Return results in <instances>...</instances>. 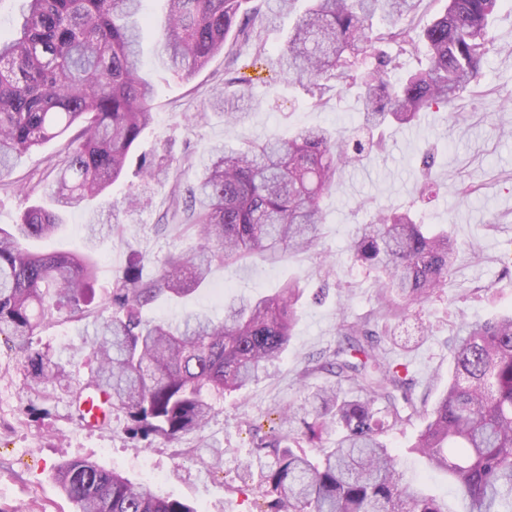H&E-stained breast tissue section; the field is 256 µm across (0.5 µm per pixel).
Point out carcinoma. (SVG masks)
Instances as JSON below:
<instances>
[{
	"label": "carcinoma",
	"mask_w": 512,
	"mask_h": 512,
	"mask_svg": "<svg viewBox=\"0 0 512 512\" xmlns=\"http://www.w3.org/2000/svg\"><path fill=\"white\" fill-rule=\"evenodd\" d=\"M144 0H25L20 19L0 31V175L31 150L74 130L55 166V208L27 207L11 232L0 227V336L47 383L60 363L32 347L33 337L66 310L80 320L95 308L112 315L87 343L98 366L89 385L125 410L134 433L175 441L199 431L214 411L210 396L240 390L288 348L302 289L286 282L270 296H241L224 317L190 314L178 322L147 320L153 299L206 287L214 265L259 257L276 264L310 249L324 223L321 200L366 141L331 142L322 128H299L240 150L214 145L193 186L175 184L199 246L171 255L151 279L143 256L97 295L93 248L99 224H87L82 253L33 252L30 239L53 237L62 214L81 209L123 176L130 153L153 115V87L140 60ZM160 23L161 64L186 78L224 51L230 33L245 45L255 28L294 0H273L269 13L239 18L242 0H166ZM498 0H448L444 13L416 33L411 0H313L279 62L290 76L323 93V81L355 80L341 69L344 53L368 52L387 40L423 53L427 65L398 85L386 79L391 60L360 81L363 128L390 119L414 122L435 105H451L477 78L487 53V27ZM381 16L389 28L375 32ZM240 94L215 103L234 125L247 113ZM355 261L378 272L379 310L404 314L447 285L455 250L448 233H429L407 212H380L351 243ZM343 340L320 368L335 377L288 410V432L260 439L253 462L269 512H453L414 489L385 433L422 415L409 445L448 477L464 512H512V310L484 321L461 320L448 339L454 367L431 408L419 410L412 380L382 351L367 321L342 320ZM336 433L330 446L323 437ZM75 512H196L176 499L87 460L54 468Z\"/></svg>",
	"instance_id": "cac0c4a2"
}]
</instances>
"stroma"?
<instances>
[{"instance_id": "1", "label": "stroma", "mask_w": 512, "mask_h": 512, "mask_svg": "<svg viewBox=\"0 0 512 512\" xmlns=\"http://www.w3.org/2000/svg\"><path fill=\"white\" fill-rule=\"evenodd\" d=\"M310 0H295L287 13L261 30L264 52L244 47L236 56H216L185 79L157 60L156 19L164 0H146L154 21L143 26L141 47L147 78L154 86V119L144 131L123 180L108 196L66 213L58 233L31 241L32 249L84 250V227L93 222L120 225V235L104 233L95 257L98 291L111 289L132 254L146 256L144 276L156 274L169 255L197 246L194 227L172 206L174 180L193 183L216 143L238 147L298 127L355 135L361 122L360 88L348 82L315 99L307 82L284 75L277 56L297 16ZM488 52L471 89L453 105L422 113L419 122L392 125L383 148L369 162L346 168L325 196L326 214L316 246L292 253L277 264L259 259L213 267L206 288L167 303L144 307L146 317L177 320L205 312L223 317L232 298L274 293L288 280L299 281L303 296L299 320L275 373L247 389L213 399L215 411L204 429L174 442L134 437L125 412H112V425L87 429L80 421L75 393L90 379L95 363L87 335L92 319L59 321L43 327L33 346L66 368L65 376L35 384L23 359L0 344V512H74L54 480V465L89 459L149 486L196 512H262L255 479L242 468L257 441L286 430L284 413L302 405L304 385L330 382L328 373L304 376V368L335 346L341 318L372 317L377 273L357 263L349 251L356 228L379 209L409 211L429 231H447L459 257L447 285L423 304L410 305L403 323L381 346L407 367L419 397L435 402L448 383L453 357L448 339L461 318L485 320L512 306V0H500L488 27ZM249 92V117L236 131L224 125L210 102L220 90ZM58 138L22 158L0 179V226L15 224L32 204L50 206L55 163L65 154ZM157 166L176 161L177 177L143 180L140 160ZM34 186L31 195L21 186ZM146 203L127 209L128 196ZM422 421L388 431L385 440L402 470L417 486L447 498L455 512L463 503L445 475L431 471L408 450Z\"/></svg>"}]
</instances>
